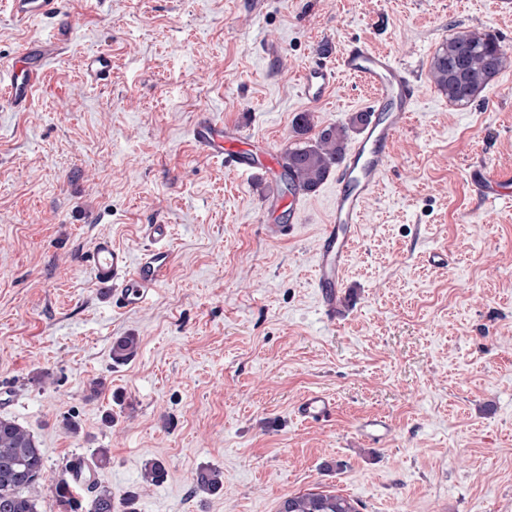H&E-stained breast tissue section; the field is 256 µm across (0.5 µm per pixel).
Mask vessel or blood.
Here are the masks:
<instances>
[{
    "label": "vessel or blood",
    "mask_w": 512,
    "mask_h": 512,
    "mask_svg": "<svg viewBox=\"0 0 512 512\" xmlns=\"http://www.w3.org/2000/svg\"><path fill=\"white\" fill-rule=\"evenodd\" d=\"M15 21L55 17L64 0H8ZM64 52L62 39L27 43L18 50L6 82L0 83V98L15 108L30 100L33 86L41 79L48 60ZM86 76L102 83L112 78V56L102 51L83 63ZM362 80L370 90L365 105L367 119L344 158L337 164L334 177L330 218L319 239L314 265L313 285L320 292L321 308L328 319L340 310L337 291L357 241V226L367 201L377 192L387 170L395 136L410 120L418 97V85L409 70L392 54L356 41L349 43L337 62L318 58L301 72L299 89L310 102L318 103L333 89L338 74ZM195 146L207 156L220 161L225 169L249 181L256 176L274 177L281 170L269 143L251 137L232 124L201 115L192 128ZM274 207L287 210L288 223L266 225L268 238L281 240L291 236L301 211L300 194L277 197ZM148 240L138 259L113 244L111 238H98L86 261L98 283L111 290L113 305L130 309L142 305L168 276L173 256L166 241L169 227L149 224ZM334 411L330 398L322 393L306 395L296 408L298 417L307 422L329 418Z\"/></svg>",
    "instance_id": "obj_1"
}]
</instances>
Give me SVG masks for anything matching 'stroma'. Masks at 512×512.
Wrapping results in <instances>:
<instances>
[{
	"mask_svg": "<svg viewBox=\"0 0 512 512\" xmlns=\"http://www.w3.org/2000/svg\"><path fill=\"white\" fill-rule=\"evenodd\" d=\"M67 0L55 19L0 9V61L65 30L28 108L0 100V417L36 439L47 472L40 512H58L66 465L108 449L95 481L136 512H278L288 495L331 491L360 512H512V199L473 180L512 173V12L499 0ZM496 34L507 64L473 103L428 78L436 50ZM390 52L420 96L367 203L329 320L313 286L333 180L292 237L269 239L272 186L199 151L200 114L293 147L295 116L348 123L369 97L339 75L326 100L299 93L302 69L350 41ZM112 55L91 83L86 55ZM166 224L173 266L147 302L116 309L85 264L95 240L139 254ZM443 255L432 264L430 253ZM138 336L114 363L115 338ZM105 383L92 395L93 381ZM334 401L298 418L307 394ZM386 419L373 443L361 421ZM76 421L78 434L63 427ZM164 460L156 484L145 466ZM203 468L223 475L197 490ZM334 411V403L323 393L306 395L296 408L300 419L316 422L328 419Z\"/></svg>",
	"mask_w": 512,
	"mask_h": 512,
	"instance_id": "35a3bbf8",
	"label": "stroma"
}]
</instances>
